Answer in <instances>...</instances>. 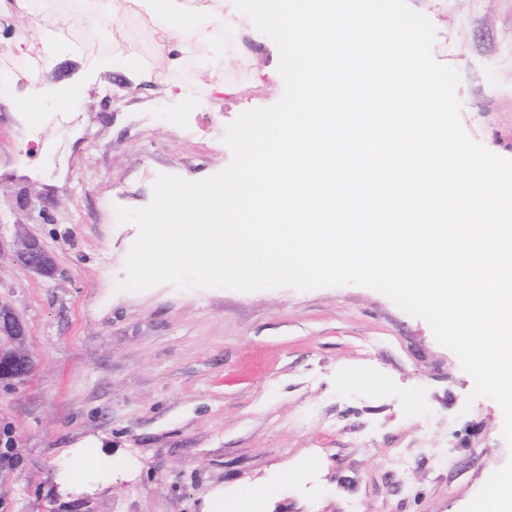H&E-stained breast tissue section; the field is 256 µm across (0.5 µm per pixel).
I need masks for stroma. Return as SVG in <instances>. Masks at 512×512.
Instances as JSON below:
<instances>
[{
    "label": "stroma",
    "instance_id": "1",
    "mask_svg": "<svg viewBox=\"0 0 512 512\" xmlns=\"http://www.w3.org/2000/svg\"><path fill=\"white\" fill-rule=\"evenodd\" d=\"M434 24L435 58L462 78L466 132L512 158V0H408ZM58 8L29 0L0 26V298L28 325L35 366L0 386V512H222L270 484L264 512H482L512 446L429 324L356 284L299 291L120 289L137 236L120 207L152 200L162 174L201 180L232 159L227 126L284 92L269 37L227 35L223 53L132 82L128 43L153 53L131 13L80 55L10 50ZM108 59L95 77L89 65ZM34 73L81 84L73 112L29 127L13 107ZM240 95L187 106L174 89L210 75ZM37 236L56 265L16 257ZM16 245L17 258L24 267L43 276L53 275V259L37 238L31 235H21L18 237Z\"/></svg>",
    "mask_w": 512,
    "mask_h": 512
}]
</instances>
